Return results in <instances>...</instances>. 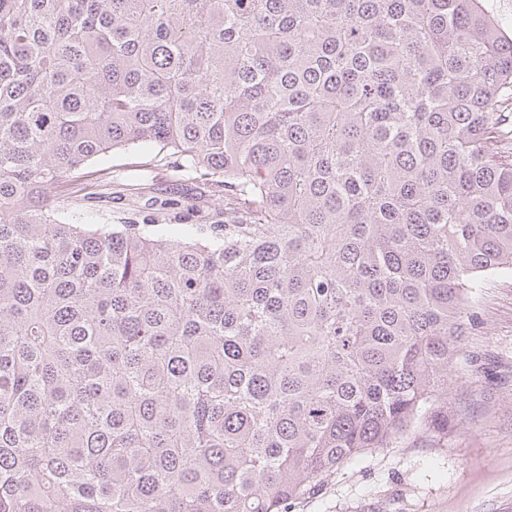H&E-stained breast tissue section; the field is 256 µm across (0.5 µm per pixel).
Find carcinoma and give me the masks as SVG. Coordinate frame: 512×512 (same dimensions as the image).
Masks as SVG:
<instances>
[{
  "instance_id": "obj_1",
  "label": "carcinoma",
  "mask_w": 512,
  "mask_h": 512,
  "mask_svg": "<svg viewBox=\"0 0 512 512\" xmlns=\"http://www.w3.org/2000/svg\"><path fill=\"white\" fill-rule=\"evenodd\" d=\"M484 0H0V512H282L448 400L512 274ZM158 145L205 237L56 192Z\"/></svg>"
}]
</instances>
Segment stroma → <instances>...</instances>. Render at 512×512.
<instances>
[{
  "mask_svg": "<svg viewBox=\"0 0 512 512\" xmlns=\"http://www.w3.org/2000/svg\"><path fill=\"white\" fill-rule=\"evenodd\" d=\"M65 190L88 229L132 221L187 237L224 220L223 188L153 147L99 156ZM474 311L480 327L437 407L446 424L345 463L290 512H512V275L491 277Z\"/></svg>",
  "mask_w": 512,
  "mask_h": 512,
  "instance_id": "obj_1",
  "label": "stroma"
}]
</instances>
